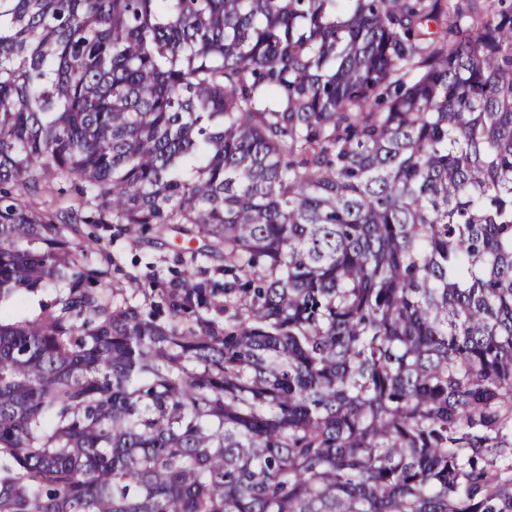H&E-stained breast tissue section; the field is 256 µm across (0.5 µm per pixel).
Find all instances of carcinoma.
Returning <instances> with one entry per match:
<instances>
[{"label":"carcinoma","instance_id":"obj_1","mask_svg":"<svg viewBox=\"0 0 512 512\" xmlns=\"http://www.w3.org/2000/svg\"><path fill=\"white\" fill-rule=\"evenodd\" d=\"M0 512H512V0H0ZM112 230L99 228L97 234L101 237V244L109 252L119 253L121 256L122 272L114 273L113 284L120 286L122 282H126V275H137L140 278V298L142 300H157L159 293L158 286L151 279L146 277V269L144 267L147 261L153 259L158 265L165 268L172 267L182 269V266L176 262L175 252L179 250L177 246H182L180 236L175 241L171 237L154 238L149 234L147 239L150 242L142 241L141 243H131L125 238L112 239ZM177 245V246H176ZM119 283V284H117ZM123 283V284H124Z\"/></svg>","mask_w":512,"mask_h":512}]
</instances>
